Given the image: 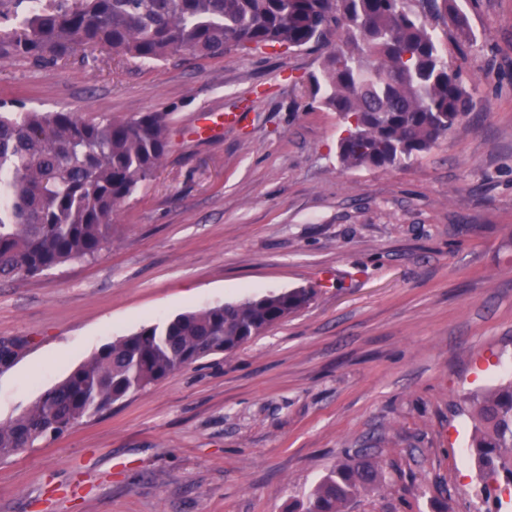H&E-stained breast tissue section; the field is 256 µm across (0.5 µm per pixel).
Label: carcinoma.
Returning a JSON list of instances; mask_svg holds the SVG:
<instances>
[{
    "mask_svg": "<svg viewBox=\"0 0 512 512\" xmlns=\"http://www.w3.org/2000/svg\"><path fill=\"white\" fill-rule=\"evenodd\" d=\"M471 46L458 0H0V57L54 64L76 47L161 62L254 46L324 56L313 97L347 123L337 156L387 168L429 151L472 108L438 31ZM167 110L87 121L71 111L0 110V280L93 259L112 245V216L156 177L169 147ZM297 288L186 312L104 345L27 411L0 424V457L55 437L85 417L194 363L233 353L305 308ZM465 402L480 495L512 485V381ZM379 479L353 457L315 487L306 512H344Z\"/></svg>",
    "mask_w": 512,
    "mask_h": 512,
    "instance_id": "1",
    "label": "carcinoma"
}]
</instances>
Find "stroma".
Instances as JSON below:
<instances>
[{
	"instance_id": "obj_1",
	"label": "stroma",
	"mask_w": 512,
	"mask_h": 512,
	"mask_svg": "<svg viewBox=\"0 0 512 512\" xmlns=\"http://www.w3.org/2000/svg\"><path fill=\"white\" fill-rule=\"evenodd\" d=\"M448 42L473 107L388 169L347 168L322 57L264 47L145 63L0 58V103L86 120L170 110L153 181L93 259L0 281V423L102 346L178 314L294 288L304 309L0 459V512H305L349 456L383 477L346 512H497L474 495L464 398L512 380V0H461ZM248 108L198 137V112Z\"/></svg>"
}]
</instances>
